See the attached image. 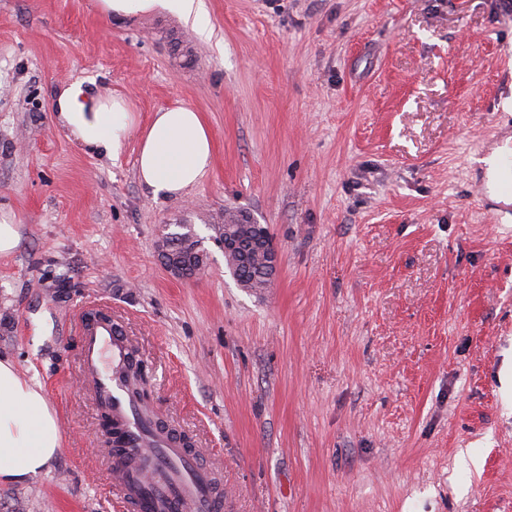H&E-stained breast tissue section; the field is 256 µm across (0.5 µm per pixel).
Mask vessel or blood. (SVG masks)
<instances>
[{
	"mask_svg": "<svg viewBox=\"0 0 512 512\" xmlns=\"http://www.w3.org/2000/svg\"><path fill=\"white\" fill-rule=\"evenodd\" d=\"M79 331L80 376L91 383L99 409L125 446L124 453L102 456L124 512H224L214 470L195 450L160 430L132 397L121 376L131 344L119 323L102 318Z\"/></svg>",
	"mask_w": 512,
	"mask_h": 512,
	"instance_id": "vessel-or-blood-1",
	"label": "vessel or blood"
}]
</instances>
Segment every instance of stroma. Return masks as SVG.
Here are the masks:
<instances>
[{"instance_id": "obj_1", "label": "stroma", "mask_w": 512, "mask_h": 512, "mask_svg": "<svg viewBox=\"0 0 512 512\" xmlns=\"http://www.w3.org/2000/svg\"><path fill=\"white\" fill-rule=\"evenodd\" d=\"M96 0H0V355L37 377L62 446L0 485V512H120L79 385L73 316L108 306L160 421L192 437L224 512H512V205L484 158L512 147V0H204L104 17ZM76 79L140 124L189 106L213 162L180 198L57 122ZM267 225L271 288L237 284L216 222ZM184 224L207 269L170 276ZM101 14L115 19H124L146 13H170L185 22H191L204 33V4L201 0H98ZM22 239V225L8 222V219H0V256L13 254Z\"/></svg>"}]
</instances>
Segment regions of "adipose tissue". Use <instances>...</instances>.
<instances>
[{
	"instance_id": "obj_1",
	"label": "adipose tissue",
	"mask_w": 512,
	"mask_h": 512,
	"mask_svg": "<svg viewBox=\"0 0 512 512\" xmlns=\"http://www.w3.org/2000/svg\"><path fill=\"white\" fill-rule=\"evenodd\" d=\"M98 6L118 20L170 13L204 26L202 0H98ZM51 108L86 151L112 160L120 158L136 125L125 99L93 91L82 80L62 84ZM212 159L213 135L203 116L178 107L155 112L140 137L136 168L154 197H180L200 183ZM59 448V422L41 382L0 357V484H19L41 473Z\"/></svg>"
}]
</instances>
